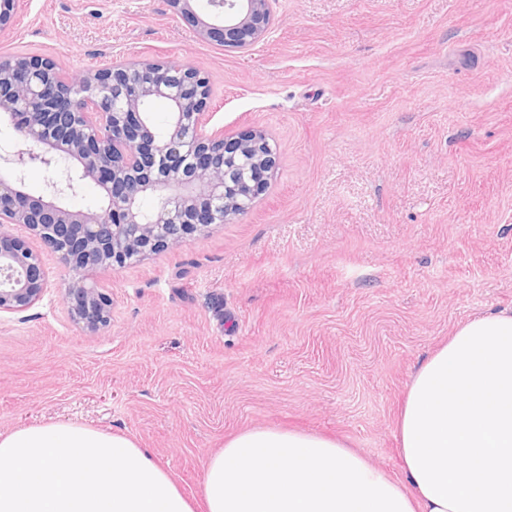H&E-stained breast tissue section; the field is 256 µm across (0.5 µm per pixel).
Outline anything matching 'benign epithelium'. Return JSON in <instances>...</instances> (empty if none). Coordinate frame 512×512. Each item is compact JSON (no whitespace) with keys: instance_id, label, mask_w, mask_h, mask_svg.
Wrapping results in <instances>:
<instances>
[{"instance_id":"benign-epithelium-1","label":"benign epithelium","mask_w":512,"mask_h":512,"mask_svg":"<svg viewBox=\"0 0 512 512\" xmlns=\"http://www.w3.org/2000/svg\"><path fill=\"white\" fill-rule=\"evenodd\" d=\"M219 23L198 35L248 49L268 33L270 0H209ZM209 80L172 60L115 59L74 70L38 55L0 59V112L17 143L0 152V313L34 305L46 288L39 254L9 232L28 229L43 248L82 277L69 288L70 311L89 331L104 325L110 299L94 275L175 248L251 209L266 191L277 153L266 134L212 130L205 106ZM170 105L158 134L148 104ZM31 164L46 172L42 192L26 191ZM98 187L105 205L71 210L61 199L79 184ZM156 198L146 211L141 199Z\"/></svg>"}]
</instances>
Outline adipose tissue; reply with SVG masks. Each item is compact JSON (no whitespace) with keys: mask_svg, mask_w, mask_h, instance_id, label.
<instances>
[{"mask_svg":"<svg viewBox=\"0 0 512 512\" xmlns=\"http://www.w3.org/2000/svg\"><path fill=\"white\" fill-rule=\"evenodd\" d=\"M396 480L324 435L242 431L205 468L206 512H512V310L461 324L418 368ZM0 512H194L126 433L54 421L0 434Z\"/></svg>","mask_w":512,"mask_h":512,"instance_id":"obj_1","label":"adipose tissue"}]
</instances>
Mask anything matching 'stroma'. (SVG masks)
<instances>
[{"label":"stroma","instance_id":"stroma-1","mask_svg":"<svg viewBox=\"0 0 512 512\" xmlns=\"http://www.w3.org/2000/svg\"><path fill=\"white\" fill-rule=\"evenodd\" d=\"M167 0H18L0 57L79 69L174 59L210 81L212 128L266 133L252 209L0 314V433L74 420L133 437L198 501L209 457L256 427L330 435L402 479L409 383L454 329L512 308V0H272L246 50Z\"/></svg>","mask_w":512,"mask_h":512}]
</instances>
